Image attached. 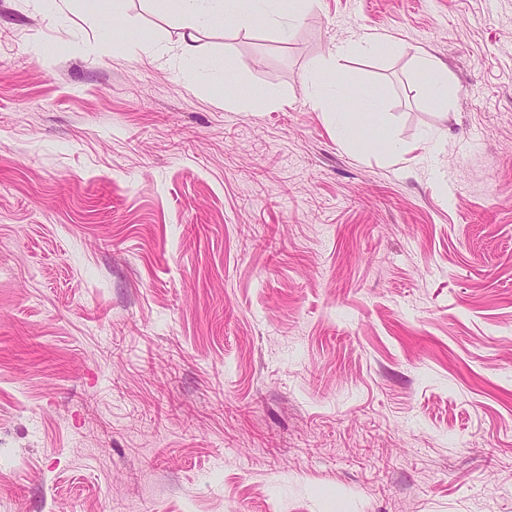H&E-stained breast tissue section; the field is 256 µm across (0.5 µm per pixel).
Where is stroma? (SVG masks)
I'll return each instance as SVG.
<instances>
[{
    "label": "stroma",
    "instance_id": "stroma-1",
    "mask_svg": "<svg viewBox=\"0 0 512 512\" xmlns=\"http://www.w3.org/2000/svg\"><path fill=\"white\" fill-rule=\"evenodd\" d=\"M93 9L0 0V512H512V0ZM164 7L183 17L184 32L176 46L165 48L157 55L172 70H180L197 58V34L232 16L241 27H248L255 17L288 35L289 24L304 11L313 10L318 0H254L252 12L243 10L237 0H163ZM387 43L388 41L379 35H362L353 42L334 45L328 54L327 64L307 88L308 100L314 108L325 109L334 104L337 106L340 100L356 98L357 91L344 80L337 61L347 57L355 49L362 55L372 54ZM420 69L430 78V90L434 97L439 102L445 100L448 88L447 73L438 69L433 62L426 58L420 60ZM341 140L357 150L383 149L392 160H402L404 150L390 139L382 126L371 118V112H336Z\"/></svg>",
    "mask_w": 512,
    "mask_h": 512
}]
</instances>
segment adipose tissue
Returning <instances> with one entry per match:
<instances>
[{
  "instance_id": "1",
  "label": "adipose tissue",
  "mask_w": 512,
  "mask_h": 512,
  "mask_svg": "<svg viewBox=\"0 0 512 512\" xmlns=\"http://www.w3.org/2000/svg\"><path fill=\"white\" fill-rule=\"evenodd\" d=\"M168 11L182 16L185 31L176 46L163 49L158 58L170 69L188 66L197 57V35L216 24L223 17H233L239 26L246 27L255 17H263L267 24L280 33H287L289 25L302 12L314 9L318 0H253L252 10L241 8L239 0H163ZM378 35H363L356 40L334 45L328 62L309 84L307 97L314 108L324 109L339 101L356 97L354 87L341 74L337 62L351 53L369 55L384 45ZM337 127L343 141L359 150L381 149L392 160H401L403 151L393 142L382 126L377 125L367 112H341Z\"/></svg>"
}]
</instances>
